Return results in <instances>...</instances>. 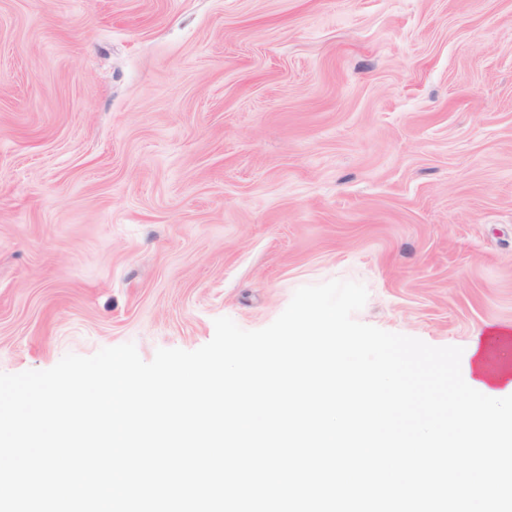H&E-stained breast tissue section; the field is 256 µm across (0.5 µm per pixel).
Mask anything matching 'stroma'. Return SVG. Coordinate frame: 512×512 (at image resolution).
Returning a JSON list of instances; mask_svg holds the SVG:
<instances>
[{
	"mask_svg": "<svg viewBox=\"0 0 512 512\" xmlns=\"http://www.w3.org/2000/svg\"><path fill=\"white\" fill-rule=\"evenodd\" d=\"M333 279L512 374V0H0V373Z\"/></svg>",
	"mask_w": 512,
	"mask_h": 512,
	"instance_id": "35a3bbf8",
	"label": "stroma"
}]
</instances>
